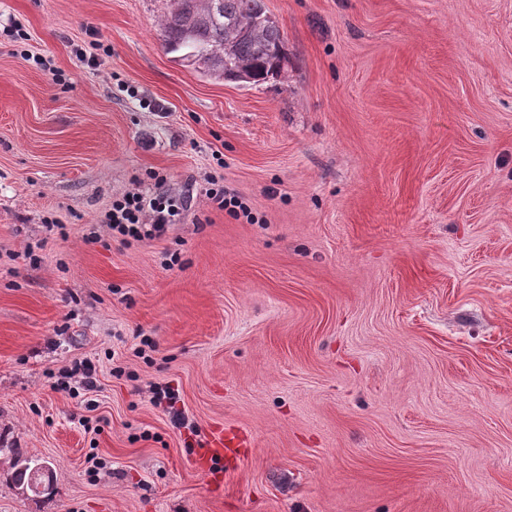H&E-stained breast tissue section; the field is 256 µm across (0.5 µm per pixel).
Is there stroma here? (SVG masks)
<instances>
[{
  "instance_id": "obj_1",
  "label": "stroma",
  "mask_w": 512,
  "mask_h": 512,
  "mask_svg": "<svg viewBox=\"0 0 512 512\" xmlns=\"http://www.w3.org/2000/svg\"><path fill=\"white\" fill-rule=\"evenodd\" d=\"M264 4L248 86L164 49L170 0H0V512H512V0ZM151 171L186 206L123 243ZM210 184L214 187L206 189L205 195L213 208L219 211L225 210L235 217H238L240 213H242L249 218L247 210L243 206L242 202H240L236 197L226 194L224 191V185L220 186L218 182H215L214 180L210 182ZM154 193L153 198H147L137 189L112 201L105 220L113 236L130 243L160 239L168 232L182 201L163 192ZM239 443L235 437L224 436L223 430H213L202 448H199L192 460V467L201 474L209 471L210 465L221 461L224 454L235 452ZM15 456L14 462H13V473H12V482L13 484L18 488V486H23L24 481L26 480V473L24 471L20 470V467L26 465L29 463L27 459H21L18 452H16V449H12ZM46 475L45 473H42L41 475V481L45 483V490H48L49 487L53 483V476L50 472H48L46 469ZM39 481V473L37 472V468H34L31 472V478L27 482L26 485L23 486V491L27 492L28 490L32 493H38L43 490V483Z\"/></svg>"
}]
</instances>
